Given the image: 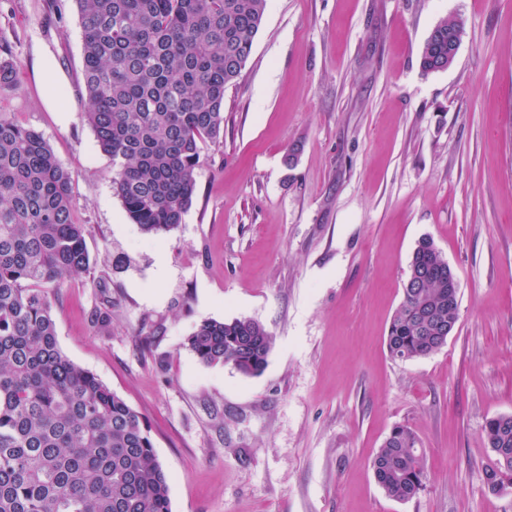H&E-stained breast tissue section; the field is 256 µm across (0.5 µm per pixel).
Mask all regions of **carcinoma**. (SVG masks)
I'll return each instance as SVG.
<instances>
[{"label":"carcinoma","mask_w":512,"mask_h":512,"mask_svg":"<svg viewBox=\"0 0 512 512\" xmlns=\"http://www.w3.org/2000/svg\"><path fill=\"white\" fill-rule=\"evenodd\" d=\"M75 2L86 120L112 158L126 214L160 236L193 203L203 145L224 136V95L245 67L267 0ZM463 33L461 18L440 20L421 50L422 70L448 69V41ZM73 208L71 176L43 136L0 116V512H171L149 427L58 344L61 288L90 268ZM451 294L447 259L422 239L389 324L392 358L445 345L439 327L458 316ZM187 343L205 366L254 376L273 335L253 319H203ZM484 437L494 455L485 482L512 488V415L488 420ZM372 469L387 496L416 497L427 480L416 433L393 428Z\"/></svg>","instance_id":"cac0c4a2"}]
</instances>
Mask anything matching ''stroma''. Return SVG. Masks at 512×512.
I'll list each match as a JSON object with an SVG mask.
<instances>
[{
	"label": "stroma",
	"instance_id": "obj_1",
	"mask_svg": "<svg viewBox=\"0 0 512 512\" xmlns=\"http://www.w3.org/2000/svg\"><path fill=\"white\" fill-rule=\"evenodd\" d=\"M451 16L453 64L423 71ZM45 52L64 116L43 103ZM0 60L15 69L0 116L43 136L86 227L59 345L146 418L172 512H512V488L483 479L485 424L512 415V0H268L193 204L156 238L85 119L75 0H0ZM424 237L456 274L458 319L439 351L402 361L387 329ZM236 318L274 337L260 375L186 345L201 320ZM399 425L428 473L409 501L371 465ZM464 33V21L459 17L443 18L433 28L426 39L420 55V66L426 72L443 71L450 67L456 55L448 51L455 48L448 43L458 38L461 41Z\"/></svg>",
	"mask_w": 512,
	"mask_h": 512
}]
</instances>
